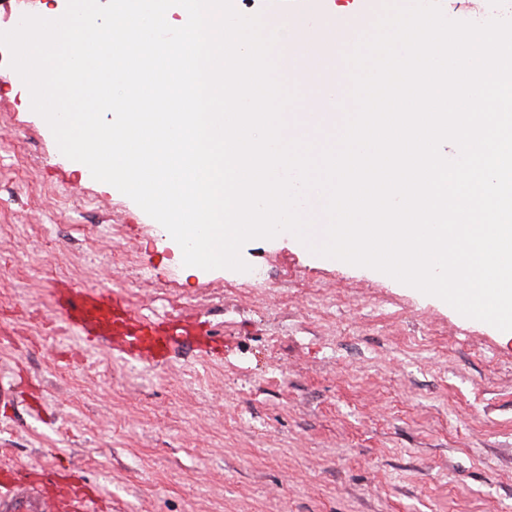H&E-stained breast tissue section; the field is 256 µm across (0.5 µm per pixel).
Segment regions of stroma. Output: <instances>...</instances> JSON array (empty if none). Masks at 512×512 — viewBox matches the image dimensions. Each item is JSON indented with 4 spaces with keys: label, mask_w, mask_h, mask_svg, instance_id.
Instances as JSON below:
<instances>
[{
    "label": "stroma",
    "mask_w": 512,
    "mask_h": 512,
    "mask_svg": "<svg viewBox=\"0 0 512 512\" xmlns=\"http://www.w3.org/2000/svg\"><path fill=\"white\" fill-rule=\"evenodd\" d=\"M67 0H11L56 18ZM0 47V470L73 468L103 512H512V335L376 270L255 239L179 245L64 156ZM67 282L187 317L209 347L128 364L55 332Z\"/></svg>",
    "instance_id": "obj_1"
}]
</instances>
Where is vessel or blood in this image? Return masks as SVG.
I'll list each match as a JSON object with an SVG mask.
<instances>
[{
    "label": "vessel or blood",
    "mask_w": 512,
    "mask_h": 512,
    "mask_svg": "<svg viewBox=\"0 0 512 512\" xmlns=\"http://www.w3.org/2000/svg\"><path fill=\"white\" fill-rule=\"evenodd\" d=\"M324 0H292L288 24L279 29L277 49L289 57L284 76L289 85L300 87L307 60L319 48L331 43L350 50L357 39L369 32L373 23L361 11L343 22L314 29L306 25L307 16L318 12ZM347 86H340L335 99L302 91L300 101L291 110L290 127H299L321 112H340L349 108ZM52 307L69 330L109 350L121 359L156 366L161 364L177 337L204 344L199 325L184 318H162L136 311L119 291L80 288L68 284L52 292ZM97 504L77 475L66 476L57 498L21 494L13 490L0 495V512H95Z\"/></svg>",
    "instance_id": "vessel-or-blood-1"
}]
</instances>
